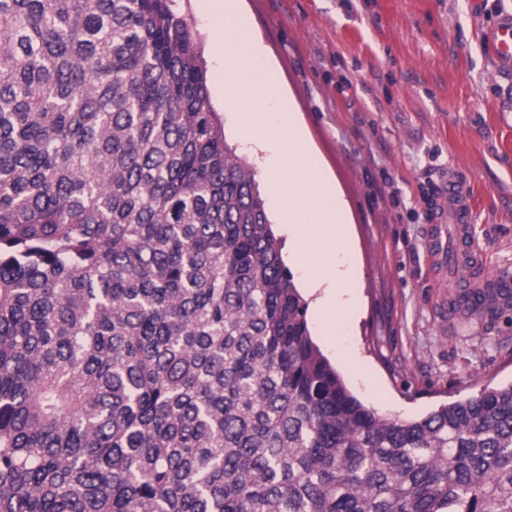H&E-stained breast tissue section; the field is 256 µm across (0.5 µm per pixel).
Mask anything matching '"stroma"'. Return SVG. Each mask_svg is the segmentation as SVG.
<instances>
[{
	"label": "stroma",
	"instance_id": "1",
	"mask_svg": "<svg viewBox=\"0 0 512 512\" xmlns=\"http://www.w3.org/2000/svg\"><path fill=\"white\" fill-rule=\"evenodd\" d=\"M200 0H175L206 61L228 144L252 166L285 238L262 152L233 123L240 109L216 68ZM284 96L351 218L359 305L314 342L379 415L415 419L512 382V307L443 317L456 268L428 246L424 193L463 174L483 270H512V61L495 57L512 0H239Z\"/></svg>",
	"mask_w": 512,
	"mask_h": 512
}]
</instances>
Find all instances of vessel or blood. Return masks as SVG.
<instances>
[{
  "mask_svg": "<svg viewBox=\"0 0 512 512\" xmlns=\"http://www.w3.org/2000/svg\"><path fill=\"white\" fill-rule=\"evenodd\" d=\"M433 221L438 225L446 221L452 223L451 239L435 238L434 246L438 254L447 255L449 264L462 270L461 275L452 281L448 292L449 310L476 312L512 306V273L498 272L482 289L470 284L468 272L477 265L480 253L471 231L474 213L470 192L458 176L448 175L439 187Z\"/></svg>",
  "mask_w": 512,
  "mask_h": 512,
  "instance_id": "1",
  "label": "vessel or blood"
}]
</instances>
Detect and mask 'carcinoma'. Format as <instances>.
<instances>
[{
    "label": "carcinoma",
    "instance_id": "1",
    "mask_svg": "<svg viewBox=\"0 0 512 512\" xmlns=\"http://www.w3.org/2000/svg\"><path fill=\"white\" fill-rule=\"evenodd\" d=\"M307 310L173 0H0V512H512V383L382 417Z\"/></svg>",
    "mask_w": 512,
    "mask_h": 512
}]
</instances>
